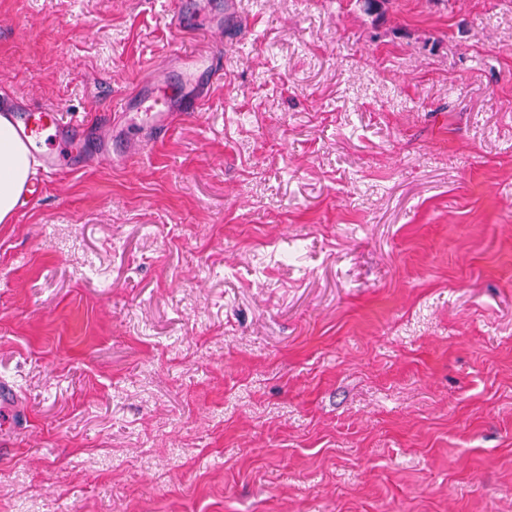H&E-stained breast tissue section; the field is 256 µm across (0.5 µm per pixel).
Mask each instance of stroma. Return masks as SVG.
<instances>
[{"label":"stroma","instance_id":"obj_1","mask_svg":"<svg viewBox=\"0 0 512 512\" xmlns=\"http://www.w3.org/2000/svg\"><path fill=\"white\" fill-rule=\"evenodd\" d=\"M0 0V101L85 118L0 224V512H512V0ZM204 112L95 124L176 43ZM194 2L190 0H171L168 2L169 11L166 15L168 25L174 27L176 32L188 25V19L194 8Z\"/></svg>","mask_w":512,"mask_h":512}]
</instances>
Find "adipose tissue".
<instances>
[{
	"label": "adipose tissue",
	"instance_id": "ef3b65f1",
	"mask_svg": "<svg viewBox=\"0 0 512 512\" xmlns=\"http://www.w3.org/2000/svg\"><path fill=\"white\" fill-rule=\"evenodd\" d=\"M35 165L12 122L0 115V224L11 223Z\"/></svg>",
	"mask_w": 512,
	"mask_h": 512
}]
</instances>
